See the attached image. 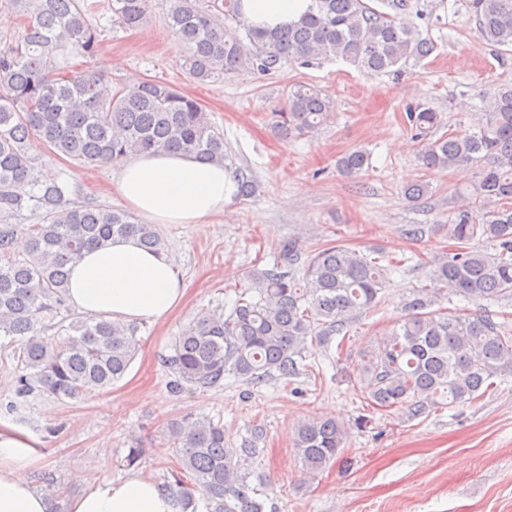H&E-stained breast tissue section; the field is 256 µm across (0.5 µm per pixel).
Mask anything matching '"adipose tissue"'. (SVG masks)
<instances>
[{
    "instance_id": "adipose-tissue-1",
    "label": "adipose tissue",
    "mask_w": 512,
    "mask_h": 512,
    "mask_svg": "<svg viewBox=\"0 0 512 512\" xmlns=\"http://www.w3.org/2000/svg\"><path fill=\"white\" fill-rule=\"evenodd\" d=\"M311 0H240L242 17L261 28L299 20ZM116 188L152 224H203L237 198L231 169L180 153H142L125 160ZM185 289L166 256L131 238H114L84 252L69 276L68 302L79 313L122 322L157 321L178 308ZM34 457L29 433L0 426V512H51L27 476ZM85 489L66 512H181L178 500L132 472L119 482L84 477Z\"/></svg>"
}]
</instances>
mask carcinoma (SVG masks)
<instances>
[{"label": "carcinoma", "mask_w": 512, "mask_h": 512, "mask_svg": "<svg viewBox=\"0 0 512 512\" xmlns=\"http://www.w3.org/2000/svg\"><path fill=\"white\" fill-rule=\"evenodd\" d=\"M25 17L23 32L0 40V336L11 338L12 392L17 399L43 395L79 401L112 388L126 375L140 339L138 327L104 317L53 319L66 309L70 267L84 251L115 237H135L156 253L163 235L124 210L86 204L70 207L65 188L38 177L28 154L38 138L81 169L117 164L144 152H181L227 164L224 131L205 107L180 88L146 79L112 85L91 74L67 76L66 54L95 56L101 31L81 0H0ZM166 25L184 49L188 77L216 81L241 70L271 73L294 62L341 58L359 69L397 73L437 49L412 17L430 16L421 0H312L307 14L283 27L260 30L241 17L239 0H169ZM478 37L512 49V0H469ZM150 0H112V22L134 29L147 22ZM243 27L246 39L224 35V22ZM482 116L469 130L446 132L439 113L418 104L407 120L427 170L479 167L471 198L448 218L461 244L481 238L493 252L465 248L435 263L430 285L413 289L404 314L361 356L349 381L374 410H397L417 419L432 410L456 409L494 389L512 373V327L494 315H448L435 308L449 291L471 301L512 299V85L484 97ZM333 100L307 83L293 85L286 108L272 114L283 138L317 130ZM367 154L337 160L345 174L362 171ZM34 203L39 224H10ZM20 232L28 252L13 250ZM403 262L385 261L343 245L304 254L283 243L267 268H254L229 314L210 310L177 336L163 356L174 393L224 387L234 377L254 389L313 370L304 364L308 339L327 343L346 336L356 314L381 301L388 274ZM178 467L157 482L175 495L183 512H265L260 485L250 481L262 457L263 429L240 447L224 438V425L186 416L167 426ZM346 431L332 418L297 424L295 449L303 469L316 474L338 460Z\"/></svg>", "instance_id": "1"}]
</instances>
